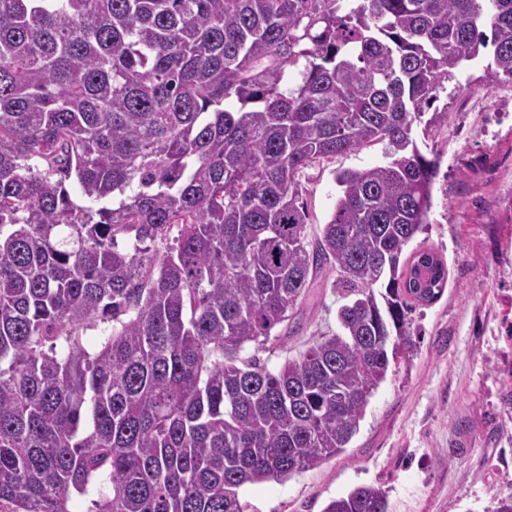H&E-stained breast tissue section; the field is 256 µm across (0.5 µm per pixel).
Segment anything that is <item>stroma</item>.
I'll return each instance as SVG.
<instances>
[{"label":"stroma","mask_w":512,"mask_h":512,"mask_svg":"<svg viewBox=\"0 0 512 512\" xmlns=\"http://www.w3.org/2000/svg\"><path fill=\"white\" fill-rule=\"evenodd\" d=\"M448 120L415 122L412 137L438 157L429 222L402 256L430 249L447 282L412 314L416 347L381 383L343 453L283 480L244 487L245 512H323L355 487L383 485L387 512H484L512 495V81L486 84L482 64L444 84ZM377 142L305 169L309 234L336 202L335 175L385 164ZM335 274L319 276L269 352L276 368L317 336L338 332Z\"/></svg>","instance_id":"35a3bbf8"}]
</instances>
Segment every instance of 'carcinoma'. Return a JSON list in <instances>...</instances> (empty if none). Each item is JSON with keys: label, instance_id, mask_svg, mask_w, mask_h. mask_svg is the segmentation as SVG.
<instances>
[{"label": "carcinoma", "instance_id": "obj_1", "mask_svg": "<svg viewBox=\"0 0 512 512\" xmlns=\"http://www.w3.org/2000/svg\"><path fill=\"white\" fill-rule=\"evenodd\" d=\"M486 55L512 80V0H0V512H244L342 453L445 283L400 265L439 171L412 125ZM378 141L308 240L299 174ZM326 269L340 331L241 356Z\"/></svg>", "mask_w": 512, "mask_h": 512}]
</instances>
